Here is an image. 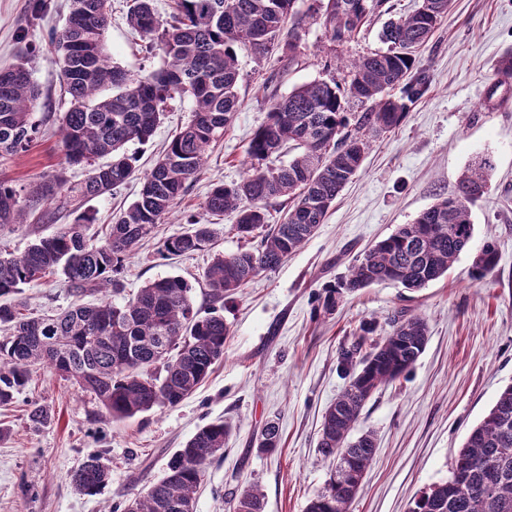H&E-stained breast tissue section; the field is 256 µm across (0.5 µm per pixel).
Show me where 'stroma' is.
Here are the masks:
<instances>
[{"label":"stroma","mask_w":512,"mask_h":512,"mask_svg":"<svg viewBox=\"0 0 512 512\" xmlns=\"http://www.w3.org/2000/svg\"><path fill=\"white\" fill-rule=\"evenodd\" d=\"M312 0H297L306 22L300 52L289 61L281 49L264 55L237 49L241 107L207 151L206 164L174 212L141 241L126 261L120 294L130 299L146 283L177 276L192 288L196 307L211 305L205 278L216 257L251 248L233 226L232 212L213 216L202 203L216 183L239 182L249 167L246 150L263 122L271 95H288L314 80L347 87V69H327L330 54L350 59L383 49L382 30L415 10L418 0H389V12L372 16L357 37L333 46L322 22L308 19ZM131 0H110L107 50L129 74L160 69L163 58L126 20ZM68 0H0V70L28 61L42 95L36 108L41 133L23 154L0 158V180L33 189L63 173L71 183L87 169L64 163L61 117L68 108L50 38L62 30ZM512 53V0H453L448 15L420 52L429 76L425 94L404 121L377 137L356 177L339 193L324 224L279 268L258 276L224 306L232 334L224 358L194 394L174 407L115 419L88 393L47 369L34 373L25 398L43 404L50 422L26 424L24 400L0 407V512H114L133 494L163 477L174 451L203 425L224 419L233 433L224 455L208 467L197 491L196 512H225V502L250 484L265 495V512H304L329 477L331 464L317 448L322 415L348 383L338 353L360 324L373 337L387 335L389 318L403 309L424 317L429 336L414 366L379 388L365 404L355 433L374 432L378 452L364 475L351 512H408L413 499L448 478L457 451L498 394L512 384V77L498 63ZM190 96L170 101L148 142H131L136 174L111 195L87 202L95 217L90 235L138 197L174 131L193 118ZM490 158L488 188L471 206L474 235L448 274L409 291L385 282L345 293L324 312L319 298L374 242L411 223L437 198L453 194L478 157ZM213 225L205 250L183 256L160 253L165 238L190 231L187 216ZM73 216L59 197H48L23 224L0 226V250L23 252L36 238L54 234ZM493 243L498 265L483 280L473 259ZM34 314L66 309L73 301L64 282L52 278L27 287ZM280 426L281 444L259 452L253 434L268 420ZM110 471L97 494L77 492L70 474L89 456Z\"/></svg>","instance_id":"stroma-1"}]
</instances>
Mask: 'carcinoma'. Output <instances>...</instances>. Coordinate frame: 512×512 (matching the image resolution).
<instances>
[{"instance_id":"obj_1","label":"carcinoma","mask_w":512,"mask_h":512,"mask_svg":"<svg viewBox=\"0 0 512 512\" xmlns=\"http://www.w3.org/2000/svg\"><path fill=\"white\" fill-rule=\"evenodd\" d=\"M309 11L323 12L332 43L355 38L369 18L384 11L387 0H313ZM296 0H172V23L165 26L152 0H133L131 27L150 39L164 65L133 77L110 61L105 43L108 0H71L66 26L53 39L62 84L70 106L61 126L65 162L90 167L88 178L72 186L60 174L49 185L33 189L36 202L60 195L90 200L110 194L133 176V157L125 145L148 141L161 123L166 104L188 93L194 117L172 135L161 157L142 178L139 197L123 210L101 240L85 234L92 223L79 214L53 235L33 241L24 253L0 252V406L12 404L41 368L77 385L99 401L112 417L133 418L154 408L173 407L192 395L224 356L230 326L224 315L202 313L194 306L191 287L179 277L145 284L123 305L104 296L96 303L83 299L119 289L118 274L136 245L150 236L184 195L187 184L202 170L207 146L232 122L240 108L236 47L250 46L266 54L283 34L297 37L304 17ZM451 0H419L409 15L391 21L383 31L385 51L350 62V95L372 102L358 115L345 111L336 83L315 80L286 96L271 98L266 119L247 147L250 167L231 185H214L203 202L212 215L237 213L235 230L250 237L264 230L253 249L216 258L206 272L213 303L230 302L260 273L272 270L300 250L324 223L342 189L358 172L371 139L400 125L409 105L427 89L417 56L448 14ZM403 84V95L389 90ZM40 92L28 63L0 71V157L25 152L39 135L33 111ZM294 143L298 154L279 161L281 150ZM109 155L99 165L95 160ZM488 158L475 162L459 180L456 193L440 197L409 224L375 242L353 264L345 278L327 291L321 307L330 312L336 295L382 282L418 290L448 274L468 250L474 224L469 204L487 185ZM290 200L281 223L266 228V207L272 200ZM20 194L0 182V224L23 222ZM191 232L163 243L168 254H192L213 239L210 224L193 217ZM497 266V251L488 243L474 257L476 277ZM61 274L75 298L65 311L43 317L27 312L18 298L23 288ZM391 332L362 353L371 328L360 325L338 354L350 375L342 393L322 416L318 448L336 459L325 486L306 512H350L363 476L376 453L370 431H351L366 402L383 384L410 370L428 341V325L420 315L396 312ZM49 420L47 409L29 404L27 423L33 430ZM233 426L213 421L195 432L171 455L164 476L136 494L123 512H196V494L206 470ZM281 441L279 424L268 421L255 436L261 452ZM96 457L85 460L71 475L73 487L94 495L109 482ZM231 512H263L264 494L256 485L229 500ZM409 512H512V385L505 387L483 420L459 449L446 480L432 484L412 501Z\"/></svg>"}]
</instances>
